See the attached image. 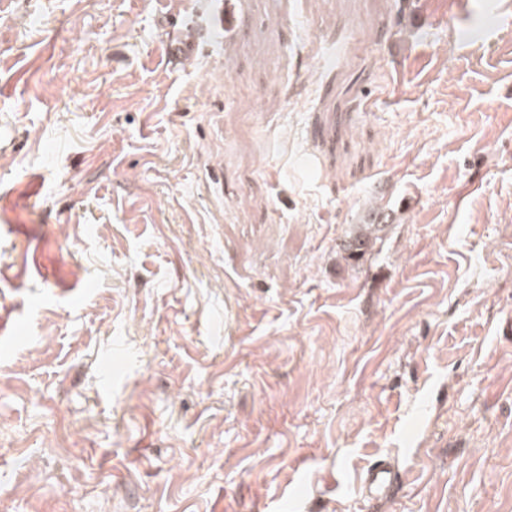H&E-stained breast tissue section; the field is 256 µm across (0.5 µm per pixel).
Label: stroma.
<instances>
[{
	"label": "stroma",
	"mask_w": 512,
	"mask_h": 512,
	"mask_svg": "<svg viewBox=\"0 0 512 512\" xmlns=\"http://www.w3.org/2000/svg\"><path fill=\"white\" fill-rule=\"evenodd\" d=\"M0 512H512V0H0ZM360 484L364 499L378 506L398 494L403 484V471L394 460L381 457L361 474Z\"/></svg>",
	"instance_id": "stroma-1"
}]
</instances>
